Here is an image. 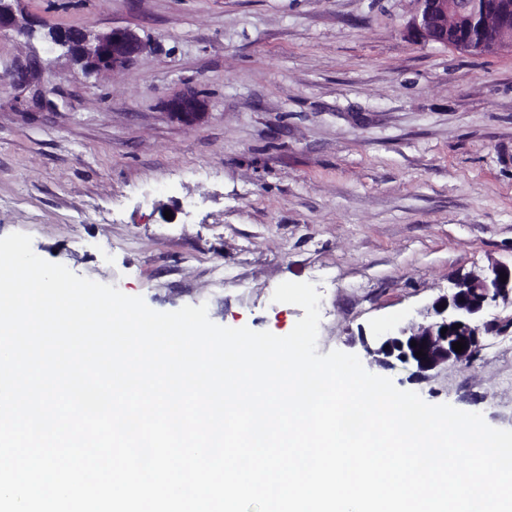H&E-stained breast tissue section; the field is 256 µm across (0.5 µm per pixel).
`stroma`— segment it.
<instances>
[{"instance_id": "1", "label": "stroma", "mask_w": 512, "mask_h": 512, "mask_svg": "<svg viewBox=\"0 0 512 512\" xmlns=\"http://www.w3.org/2000/svg\"><path fill=\"white\" fill-rule=\"evenodd\" d=\"M415 0H23L0 34V237L157 311L278 336L321 294L319 354L357 355L431 404L512 429V309L471 362L419 380L363 341L461 274L512 263V56L414 38ZM134 30L143 53L85 76L49 31ZM23 69L40 78L22 81ZM200 91L208 114L172 118ZM23 0L0 1V34L11 31L17 36H29L33 30L27 16L14 6ZM207 100L195 89L186 90L166 102V108L175 119L185 124H196L204 119L208 112Z\"/></svg>"}]
</instances>
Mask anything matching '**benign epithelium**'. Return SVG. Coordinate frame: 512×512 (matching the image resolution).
<instances>
[{
    "label": "benign epithelium",
    "mask_w": 512,
    "mask_h": 512,
    "mask_svg": "<svg viewBox=\"0 0 512 512\" xmlns=\"http://www.w3.org/2000/svg\"><path fill=\"white\" fill-rule=\"evenodd\" d=\"M21 0H0V33L32 34L27 16L15 7ZM418 7L410 28L421 41L450 47L460 53L482 56L512 55V0H416ZM54 46L65 50L86 74L122 67L144 50L131 29L106 32L68 29L51 34ZM169 113L185 124H196L206 116L207 100L195 89L186 90L166 102ZM508 275L502 280L500 274ZM512 301V266L496 265L487 273L459 276L448 295L433 303L426 323H412L376 340L367 348L375 362L389 366L398 360L426 373L449 362L470 360L481 349L484 334L496 330L485 320L489 309L501 301ZM459 328H454V325ZM446 333H441V330ZM464 340L466 348L455 352L452 344ZM416 345H411V342ZM423 351V356L415 355Z\"/></svg>",
    "instance_id": "7a95c632"
}]
</instances>
